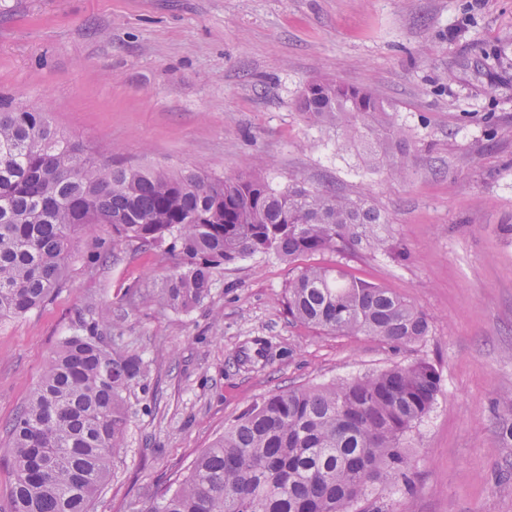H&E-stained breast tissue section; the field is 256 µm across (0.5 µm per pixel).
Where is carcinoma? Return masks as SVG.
<instances>
[{
  "instance_id": "cac0c4a2",
  "label": "carcinoma",
  "mask_w": 512,
  "mask_h": 512,
  "mask_svg": "<svg viewBox=\"0 0 512 512\" xmlns=\"http://www.w3.org/2000/svg\"><path fill=\"white\" fill-rule=\"evenodd\" d=\"M299 110L332 129L337 148H359L395 179L409 174L412 146L370 92L310 82ZM387 223L366 197L297 180L276 190L260 171L224 178L198 165H112L59 135L45 110L0 97V319L45 304L62 284L75 240L100 224L112 227L114 250L167 241L179 251L185 263L166 277L159 301L187 311L210 295L224 264L385 251L379 228ZM286 302L294 320L328 333L409 345L430 332L422 310L339 265L300 268ZM109 327L105 312L80 314L10 425L9 512H90L111 458L125 447L127 395L146 375L139 355L108 348ZM439 392L436 369L417 361L263 397L198 455L175 489L153 493L144 512H394L368 495L412 493L408 435Z\"/></svg>"
}]
</instances>
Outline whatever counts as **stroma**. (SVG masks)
<instances>
[{"label":"stroma","mask_w":512,"mask_h":512,"mask_svg":"<svg viewBox=\"0 0 512 512\" xmlns=\"http://www.w3.org/2000/svg\"><path fill=\"white\" fill-rule=\"evenodd\" d=\"M323 79L393 106L413 146L407 178L354 172L358 151L305 121L300 93ZM0 96L116 163L260 169L281 187L369 196L391 245L247 257L215 270L202 305L174 311L155 294L179 252L113 250L106 224L79 237L63 286L0 321V512L6 427L89 305L112 319L109 348L147 367L91 512H141L261 396L419 360L440 392L409 439L414 492L384 499L395 512H512V0H0ZM335 264L423 310L429 335L397 347L294 321L289 281Z\"/></svg>","instance_id":"1"}]
</instances>
